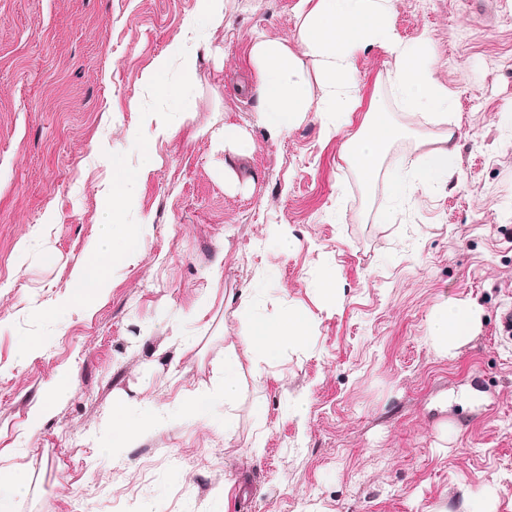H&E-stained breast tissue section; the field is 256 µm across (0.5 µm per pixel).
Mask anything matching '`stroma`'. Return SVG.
Segmentation results:
<instances>
[{
	"instance_id": "stroma-1",
	"label": "stroma",
	"mask_w": 512,
	"mask_h": 512,
	"mask_svg": "<svg viewBox=\"0 0 512 512\" xmlns=\"http://www.w3.org/2000/svg\"><path fill=\"white\" fill-rule=\"evenodd\" d=\"M296 2L224 0L210 27L195 22L197 0H0V474L23 466L0 494L14 512H75L85 498L141 512L145 495L153 512H512V0H393L396 32L437 59L447 113L405 112L393 60L373 46L350 75L355 110L325 134L304 54L312 108L273 139L255 123L249 50L260 34L298 49ZM180 43L196 55L194 90L177 132L158 139L141 117L143 75ZM375 112L402 134L367 185L341 146ZM228 120L249 135L235 185L212 139ZM132 127L156 160L132 208L142 250L20 361L18 327L63 300L98 235L108 153L140 162ZM448 130V182L393 201L390 173ZM246 291L256 316L303 312L307 341L244 363L234 403L154 422L143 402L172 408L181 390L218 388L224 348L247 329L228 300ZM467 302L481 309L472 335L439 350L432 314ZM176 328L192 348L168 346ZM67 377L74 389L46 402ZM116 407L142 426L136 444L113 439Z\"/></svg>"
}]
</instances>
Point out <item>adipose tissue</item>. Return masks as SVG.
Wrapping results in <instances>:
<instances>
[{
    "instance_id": "1",
    "label": "adipose tissue",
    "mask_w": 512,
    "mask_h": 512,
    "mask_svg": "<svg viewBox=\"0 0 512 512\" xmlns=\"http://www.w3.org/2000/svg\"><path fill=\"white\" fill-rule=\"evenodd\" d=\"M295 12L302 20L300 43L316 59L324 114L332 128L341 129L357 105L348 81L355 54L374 45L395 60L394 85L406 111L415 112L426 106L439 111L448 109V91L432 77L435 60L427 46H407L391 25L392 0H297ZM249 58L260 77L256 123L270 137L282 136L311 108L302 64L287 44L261 36L253 40ZM399 135V129L382 113H375L366 134L343 144L342 156L359 170L364 181H371L387 146ZM457 159L451 134H441L434 147L414 164L412 179L393 175L387 184L388 192L402 201L410 196L412 184L424 186L447 180ZM479 317V308L473 303L436 311L429 324L434 345L443 351L455 347L471 334ZM309 331L308 318L290 308L272 320L251 316L240 346L231 345L224 350L225 401L234 400L242 391L243 361L255 366L272 362L284 347L302 345Z\"/></svg>"
}]
</instances>
